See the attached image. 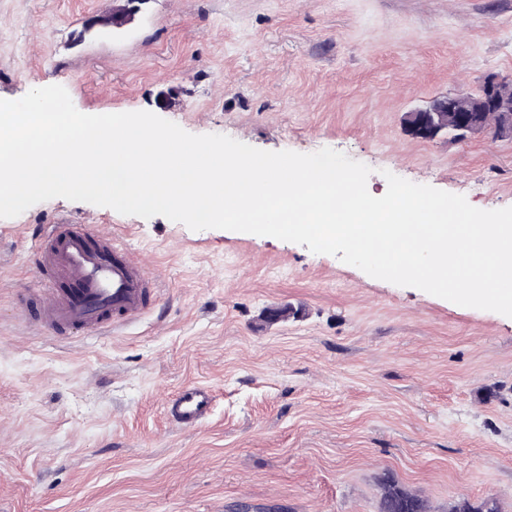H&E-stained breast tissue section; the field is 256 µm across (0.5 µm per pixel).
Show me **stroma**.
<instances>
[{
	"label": "stroma",
	"instance_id": "obj_1",
	"mask_svg": "<svg viewBox=\"0 0 512 512\" xmlns=\"http://www.w3.org/2000/svg\"><path fill=\"white\" fill-rule=\"evenodd\" d=\"M492 74L512 0H0V99L58 84L83 113L331 148L376 197L390 172L512 206V139L406 122ZM63 219L126 244L157 306L67 342L27 326L32 240ZM189 382L216 400L182 430ZM386 475L433 512H512V317L268 236L63 198L0 218V512H377ZM212 391L201 385L187 384L165 405L170 422L182 430L198 426L211 412Z\"/></svg>",
	"mask_w": 512,
	"mask_h": 512
}]
</instances>
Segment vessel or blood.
<instances>
[{
	"label": "vessel or blood",
	"mask_w": 512,
	"mask_h": 512,
	"mask_svg": "<svg viewBox=\"0 0 512 512\" xmlns=\"http://www.w3.org/2000/svg\"><path fill=\"white\" fill-rule=\"evenodd\" d=\"M33 267L44 297L24 314L59 341L132 323L151 309L157 295L155 282L124 244L68 220L49 225L37 239ZM213 401L209 388L187 384L166 403L165 412L173 425L190 430L210 414Z\"/></svg>",
	"instance_id": "vessel-or-blood-1"
}]
</instances>
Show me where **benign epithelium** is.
Segmentation results:
<instances>
[{
	"label": "benign epithelium",
	"instance_id": "1",
	"mask_svg": "<svg viewBox=\"0 0 512 512\" xmlns=\"http://www.w3.org/2000/svg\"><path fill=\"white\" fill-rule=\"evenodd\" d=\"M423 120L422 135L454 129L466 137L491 130L498 137L512 138V81L489 77L476 93L438 97L423 110Z\"/></svg>",
	"mask_w": 512,
	"mask_h": 512
}]
</instances>
